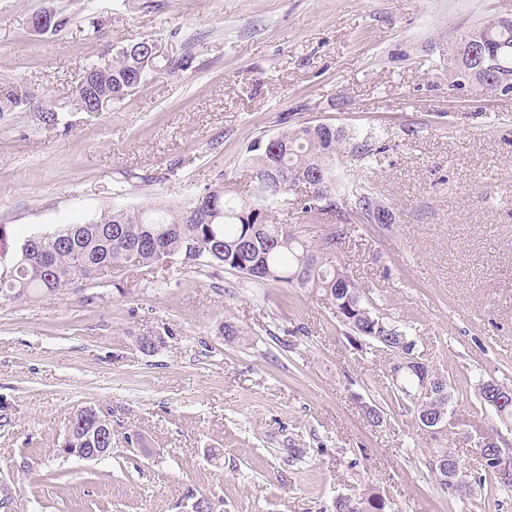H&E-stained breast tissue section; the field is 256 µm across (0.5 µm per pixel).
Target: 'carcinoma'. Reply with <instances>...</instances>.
<instances>
[{"instance_id":"obj_1","label":"carcinoma","mask_w":512,"mask_h":512,"mask_svg":"<svg viewBox=\"0 0 512 512\" xmlns=\"http://www.w3.org/2000/svg\"><path fill=\"white\" fill-rule=\"evenodd\" d=\"M153 48L149 41L120 46L86 70L108 66L111 78L98 89L112 90L109 102H120L138 87V56ZM471 53L467 80L487 91L499 81L512 82V21L489 17L448 40V81H456L457 60ZM17 90V86L0 89V114L19 109ZM36 120L53 129L64 126V107L51 104L36 114ZM343 149L369 166L386 146L374 132L305 124L249 146L244 166L254 189L249 200L230 196L226 186L207 188L179 213L162 204L117 209L83 222L78 232L76 225L65 224L17 239L0 224V299L54 293L91 282L101 265L118 273L128 267L163 266L167 258L204 259L254 282L318 288L344 326L362 336H385L386 348L394 351L410 333L387 321L376 301L364 295L330 253L292 233L290 226L273 221V209L288 202V192L305 185L320 195L294 198L296 218L307 223L329 213L341 217L343 228L330 241L343 239L346 226L369 222L375 192L369 184L348 182L341 175L336 155ZM89 409L88 405L77 409L69 420L75 426L77 448L103 447L102 432L112 428L100 411L97 422L85 416ZM477 479L479 486L491 491L500 488L490 466H480Z\"/></svg>"}]
</instances>
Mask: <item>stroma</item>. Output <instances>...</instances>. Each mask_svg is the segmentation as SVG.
<instances>
[{"mask_svg": "<svg viewBox=\"0 0 512 512\" xmlns=\"http://www.w3.org/2000/svg\"><path fill=\"white\" fill-rule=\"evenodd\" d=\"M43 11L63 26L35 32ZM510 14L512 0H0V87L67 105L108 50H159L144 85L95 116L52 130L0 114V224L22 236L116 206L179 209L221 183L242 195L247 148L308 122L384 134L370 171L342 165L396 221L329 247L446 377L454 421L435 438L393 402V353L356 346L320 290L177 262L104 274L0 300L4 512H192L203 497L335 512L367 495L393 512H512V491L451 497L427 465L446 447L475 468L470 436L512 439L478 396L490 377L512 387V96L449 88L446 55L449 37ZM152 332L165 343L147 354L135 339ZM88 403L112 449L63 457Z\"/></svg>", "mask_w": 512, "mask_h": 512, "instance_id": "1", "label": "stroma"}]
</instances>
